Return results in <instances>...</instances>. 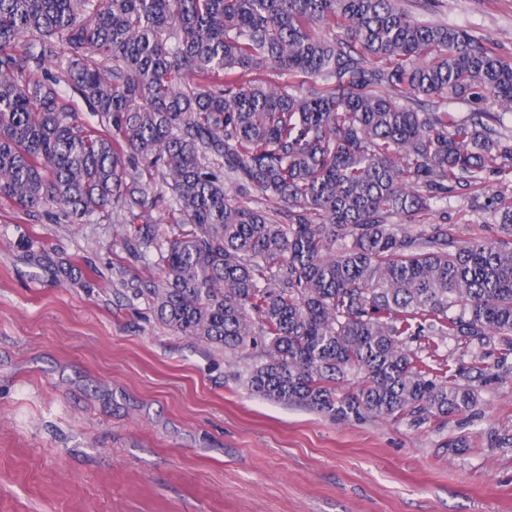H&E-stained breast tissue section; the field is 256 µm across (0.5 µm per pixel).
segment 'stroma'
I'll list each match as a JSON object with an SVG mask.
<instances>
[{"label":"stroma","instance_id":"35a3bbf8","mask_svg":"<svg viewBox=\"0 0 512 512\" xmlns=\"http://www.w3.org/2000/svg\"><path fill=\"white\" fill-rule=\"evenodd\" d=\"M401 6L512 61V0ZM502 188L457 191L449 223L488 235ZM160 277L109 221H35L0 198V512H512V448L490 445L512 428V383L418 427L276 403L248 392L247 360L134 297Z\"/></svg>","mask_w":512,"mask_h":512}]
</instances>
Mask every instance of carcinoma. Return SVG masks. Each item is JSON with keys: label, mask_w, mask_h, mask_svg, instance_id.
<instances>
[{"label": "carcinoma", "mask_w": 512, "mask_h": 512, "mask_svg": "<svg viewBox=\"0 0 512 512\" xmlns=\"http://www.w3.org/2000/svg\"><path fill=\"white\" fill-rule=\"evenodd\" d=\"M486 99L501 113L448 107ZM506 115L512 63L398 0H0V197L121 225L162 273L136 298L250 360V392L334 420L445 421L512 379V195L489 204L502 239L448 223L458 189L512 176Z\"/></svg>", "instance_id": "cac0c4a2"}]
</instances>
